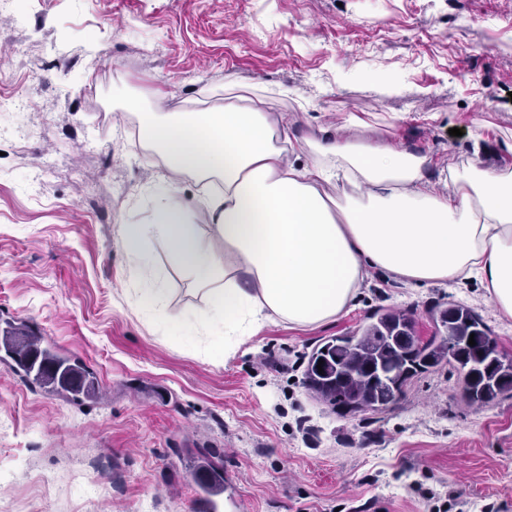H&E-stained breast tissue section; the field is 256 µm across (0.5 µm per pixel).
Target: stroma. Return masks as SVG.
I'll list each match as a JSON object with an SVG mask.
<instances>
[{
    "label": "stroma",
    "instance_id": "35a3bbf8",
    "mask_svg": "<svg viewBox=\"0 0 512 512\" xmlns=\"http://www.w3.org/2000/svg\"><path fill=\"white\" fill-rule=\"evenodd\" d=\"M122 87L162 90L174 112L262 96L298 138L352 114L356 137L427 154L441 191L479 160L512 172V0H28L22 23L0 14V97L28 104L0 119V328L25 325L100 385L77 405L0 360V512H427L428 489L445 512H512V392L473 405L444 365L388 408L344 415L303 384L312 350L379 308L411 311L427 338L435 306L467 305L512 359V320L478 278L416 288L372 269L336 321H280L222 355L193 333L204 295L154 242L181 320L140 309L118 227L150 222L153 191L192 208L200 187L133 150ZM216 453L210 498L194 471ZM78 472L109 495L84 501Z\"/></svg>",
    "mask_w": 512,
    "mask_h": 512
}]
</instances>
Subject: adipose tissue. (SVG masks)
<instances>
[{
    "instance_id": "obj_1",
    "label": "adipose tissue",
    "mask_w": 512,
    "mask_h": 512,
    "mask_svg": "<svg viewBox=\"0 0 512 512\" xmlns=\"http://www.w3.org/2000/svg\"><path fill=\"white\" fill-rule=\"evenodd\" d=\"M153 100L127 102L142 147L168 172L223 188L197 211L159 197L151 223L118 234L149 282L145 243L168 247L210 303L199 332L235 340L277 321H335L371 269L418 284L478 277L512 318L511 174L475 164L439 193L428 157L340 136L291 138L260 98L205 112L164 111L159 92ZM299 154L311 165L290 163Z\"/></svg>"
}]
</instances>
